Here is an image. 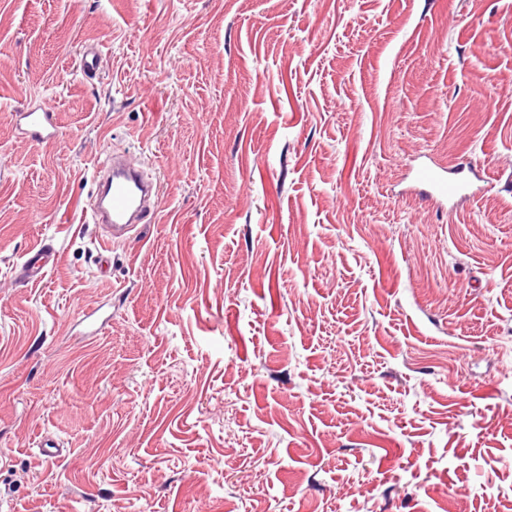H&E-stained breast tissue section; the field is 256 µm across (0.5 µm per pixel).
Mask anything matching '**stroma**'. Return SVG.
<instances>
[{"label": "stroma", "instance_id": "1", "mask_svg": "<svg viewBox=\"0 0 512 512\" xmlns=\"http://www.w3.org/2000/svg\"><path fill=\"white\" fill-rule=\"evenodd\" d=\"M0 512H512V0H0ZM13 112L20 130L32 142L42 144L57 138L59 134L57 116L48 103L42 102L37 106ZM93 182L95 204L91 207L90 220L100 224L103 230L98 240L97 268L100 273H107L112 242L129 236L137 224L152 214L157 186L142 169L128 166L120 155L96 165ZM464 170L465 167L453 173L455 177H450L446 168L423 162L412 165L409 170L411 189L417 190L431 205L445 208L449 202L475 196L473 183L459 176ZM51 261V254L43 248L29 250L17 267V278L24 282L42 279Z\"/></svg>", "mask_w": 512, "mask_h": 512}]
</instances>
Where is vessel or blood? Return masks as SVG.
Instances as JSON below:
<instances>
[{"mask_svg":"<svg viewBox=\"0 0 512 512\" xmlns=\"http://www.w3.org/2000/svg\"><path fill=\"white\" fill-rule=\"evenodd\" d=\"M14 117L24 135L32 142L42 144L55 140L59 134L57 116L48 103H41L15 111ZM411 187L425 201L437 207L474 196V185L466 177L449 176L446 169L418 163L409 170ZM96 188L95 203L90 220L100 225L97 268L108 272L111 266L113 242L126 238L137 224L143 223L152 213L157 186L143 170L126 164L122 156L114 155L96 165L93 173ZM51 261L50 253L43 248L29 250L17 268V277L24 282L42 279Z\"/></svg>","mask_w":512,"mask_h":512,"instance_id":"1","label":"vessel or blood"}]
</instances>
